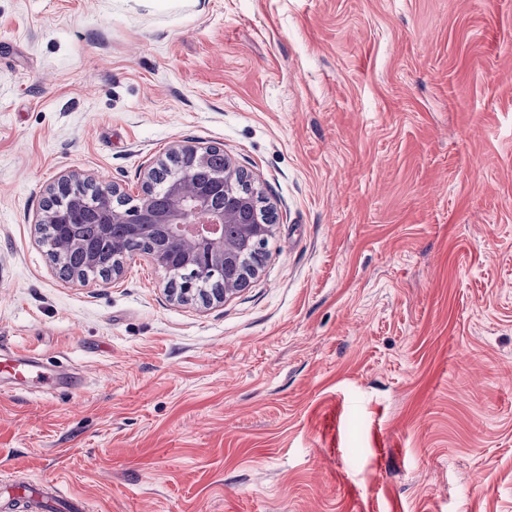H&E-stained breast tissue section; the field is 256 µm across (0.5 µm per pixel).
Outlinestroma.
Instances as JSON below:
<instances>
[{
	"label": "stroma",
	"instance_id": "1",
	"mask_svg": "<svg viewBox=\"0 0 512 512\" xmlns=\"http://www.w3.org/2000/svg\"><path fill=\"white\" fill-rule=\"evenodd\" d=\"M183 141L275 217L248 286L62 277L59 179L135 203ZM1 477L90 512H512V0H0Z\"/></svg>",
	"mask_w": 512,
	"mask_h": 512
}]
</instances>
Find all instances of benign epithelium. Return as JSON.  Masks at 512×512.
<instances>
[{
	"mask_svg": "<svg viewBox=\"0 0 512 512\" xmlns=\"http://www.w3.org/2000/svg\"><path fill=\"white\" fill-rule=\"evenodd\" d=\"M179 179L163 205L155 203L149 176L138 204L126 209L115 206L119 195L116 185L98 186L92 195L80 191L83 181L66 178L51 193L38 224L55 229L50 241V256L58 263L72 252L83 254L88 273L98 270L120 275L123 261L105 256L73 234V227L84 222L86 208L99 215V236L112 238V226L124 224L132 233L152 228L159 233L149 255L154 264L166 274L181 279L182 287L171 292L181 301L200 300L204 304L222 303L238 291L235 281L224 287L202 293L197 280L206 276L217 278L224 268L239 267L241 254L253 243L263 241L273 233V225L258 216L249 218V207L257 204L258 191L245 173L230 164L224 171L208 180H200L197 171L206 167L210 148L193 144H177Z\"/></svg>",
	"mask_w": 512,
	"mask_h": 512,
	"instance_id": "benign-epithelium-1",
	"label": "benign epithelium"
}]
</instances>
